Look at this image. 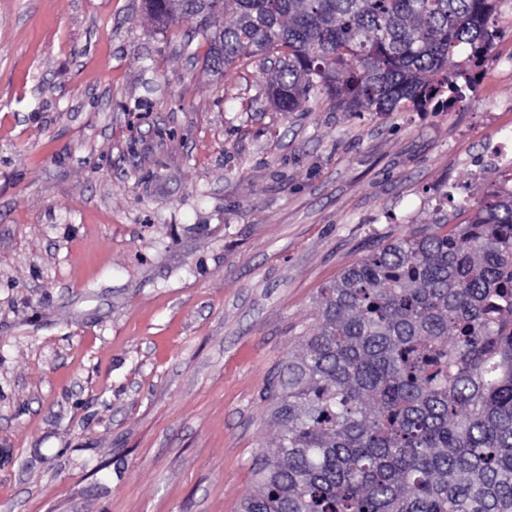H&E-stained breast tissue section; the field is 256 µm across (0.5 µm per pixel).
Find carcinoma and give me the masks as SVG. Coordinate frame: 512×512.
<instances>
[{"label": "carcinoma", "instance_id": "obj_1", "mask_svg": "<svg viewBox=\"0 0 512 512\" xmlns=\"http://www.w3.org/2000/svg\"><path fill=\"white\" fill-rule=\"evenodd\" d=\"M502 0H144L209 69L277 55L278 110L446 112ZM469 48L470 69L454 60ZM279 426L240 512H512V191L392 239L321 291L263 391Z\"/></svg>", "mask_w": 512, "mask_h": 512}]
</instances>
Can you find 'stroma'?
Here are the masks:
<instances>
[{
    "instance_id": "1",
    "label": "stroma",
    "mask_w": 512,
    "mask_h": 512,
    "mask_svg": "<svg viewBox=\"0 0 512 512\" xmlns=\"http://www.w3.org/2000/svg\"><path fill=\"white\" fill-rule=\"evenodd\" d=\"M453 112H295L143 0H0V512H238L320 291L502 186L512 0ZM485 152V156L481 157V162L485 164L488 161H497L502 163L503 167L507 166L505 171L507 172L509 181H511L512 177L510 178V175L512 176V168L510 172V163H512V123L511 125H504L500 129L499 137L487 144ZM485 157L487 160H485Z\"/></svg>"
}]
</instances>
